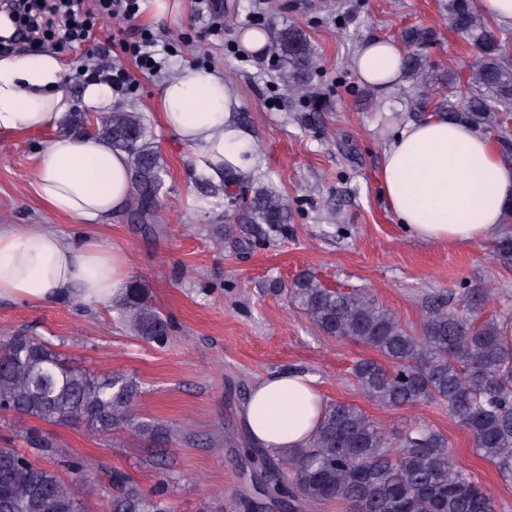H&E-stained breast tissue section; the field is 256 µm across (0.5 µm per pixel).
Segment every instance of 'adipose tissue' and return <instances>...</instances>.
I'll return each instance as SVG.
<instances>
[{
  "instance_id": "adipose-tissue-1",
  "label": "adipose tissue",
  "mask_w": 512,
  "mask_h": 512,
  "mask_svg": "<svg viewBox=\"0 0 512 512\" xmlns=\"http://www.w3.org/2000/svg\"><path fill=\"white\" fill-rule=\"evenodd\" d=\"M402 56L395 42L372 38L352 66L383 94L400 82ZM72 106L56 54L0 56V134L48 133L32 190L51 212L89 224L127 204L130 166L109 143L64 133ZM157 106L164 126L193 150L203 176L219 181L225 165L247 168L231 96L217 75L172 73ZM380 184L399 223L424 241H487L512 213V161L490 135L441 115L403 124L384 150ZM128 284V259L120 250L65 239L48 224L0 226V300L42 305L74 296L102 305ZM324 403L315 377L274 373L252 386L242 426L254 446L284 454L309 442Z\"/></svg>"
}]
</instances>
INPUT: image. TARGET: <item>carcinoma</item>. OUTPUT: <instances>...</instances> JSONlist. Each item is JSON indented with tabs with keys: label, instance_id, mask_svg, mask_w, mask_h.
<instances>
[{
	"label": "carcinoma",
	"instance_id": "1",
	"mask_svg": "<svg viewBox=\"0 0 512 512\" xmlns=\"http://www.w3.org/2000/svg\"><path fill=\"white\" fill-rule=\"evenodd\" d=\"M449 28L471 40L478 51L466 87L437 103L448 117L501 132L512 119V62L496 34L471 10L469 0H451ZM434 38L431 29H415L412 50L402 61L403 75L416 80L425 66L417 53ZM281 61L280 79L302 99L309 97L318 60L305 33L288 26L272 42ZM432 101L422 89L406 99L409 112H423ZM92 136L109 142L133 161L130 212L149 223L161 189L160 157L143 116L116 110L96 120ZM253 224L271 231L287 223V207L273 188L258 192L248 207ZM298 302L329 336L349 338L384 356L390 366L359 362L357 383L368 398L384 407L433 400L466 430L477 453L512 481V345L501 340L497 321L479 324L443 300L425 309L413 331L383 309L368 293L331 290L310 273L292 283ZM121 317L150 343L168 340L167 317L141 301L131 287L118 304ZM140 383L125 374L95 375L67 367L53 343L18 333L0 342V413L49 424L83 423L101 434L128 428L148 444L172 442L169 427L135 420ZM26 449L0 448V512H85L84 490L94 467L70 462L65 471L42 466L31 453L53 448L38 427L25 429ZM246 460L266 474L261 494L273 497L281 512H304L310 505L339 501L350 512H496L490 492L458 465L448 437L426 428H410L392 438L355 405L326 404L308 447L273 462L259 450ZM108 512H173L161 494L147 492L120 470H105L99 480Z\"/></svg>",
	"mask_w": 512,
	"mask_h": 512
}]
</instances>
